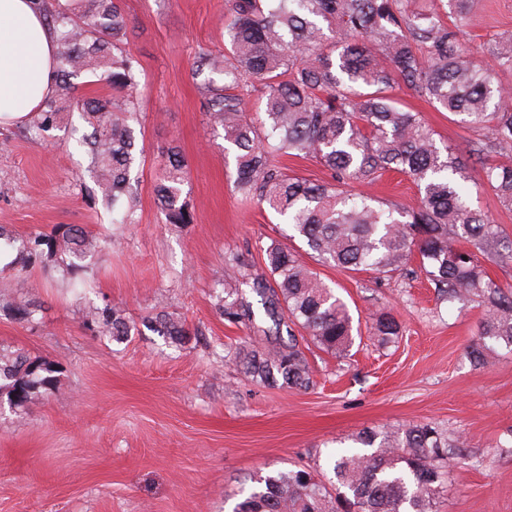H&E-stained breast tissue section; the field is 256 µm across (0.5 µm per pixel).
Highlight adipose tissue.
Segmentation results:
<instances>
[{
  "mask_svg": "<svg viewBox=\"0 0 512 512\" xmlns=\"http://www.w3.org/2000/svg\"><path fill=\"white\" fill-rule=\"evenodd\" d=\"M57 52L35 0H0V123L25 120L51 95Z\"/></svg>",
  "mask_w": 512,
  "mask_h": 512,
  "instance_id": "1",
  "label": "adipose tissue"
}]
</instances>
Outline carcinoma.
<instances>
[{"mask_svg": "<svg viewBox=\"0 0 512 512\" xmlns=\"http://www.w3.org/2000/svg\"><path fill=\"white\" fill-rule=\"evenodd\" d=\"M58 43L53 96L27 125L38 137L58 127L65 109L82 111L90 132L80 146L89 159L97 195L117 224L136 223L137 191L132 170L140 149L134 94L138 75L121 44L128 19L115 0H40ZM474 0H447L448 11L418 0H227L226 52L199 56L198 68L224 76L204 84V106L224 132L232 153L237 192L286 218L288 237L304 241L318 261L344 271L401 273L416 259L421 271L450 303L475 301L483 319L467 350L479 367L495 345L512 349V290L489 275L482 257L512 260V241L470 201V165L440 146L416 112L398 106L393 88L403 84L449 115L485 129L473 149L480 158L512 155V106L503 103L498 71L512 70V34L489 44L488 65L471 56L458 25L470 18ZM334 42L326 43L327 33ZM92 74L119 99L80 98L75 80ZM249 85L261 91V112L251 119L231 93ZM316 159L328 180L309 182L284 172L279 157ZM396 170L416 185L419 202L383 207L373 197L352 194L353 184L371 185ZM185 162L168 149L156 192L167 224H191L182 199ZM484 182L501 205L512 209V165L483 168ZM112 244L102 232L62 224L23 237L0 225V251H16L20 270L39 267L59 288L93 289L95 259ZM266 271L243 273L229 288L214 289L215 306L228 321L245 327L270 322L266 343L227 352L251 381L307 389L312 371L302 343L345 358L355 342L346 303L320 275L287 247L265 249ZM19 294L8 306L21 323H32L44 301L30 281L16 275ZM258 297L259 309L250 296ZM120 306L92 304L86 330L118 344L138 330ZM146 329L183 346L197 332L165 308L143 317ZM300 328L304 335H295ZM402 324L389 310L377 313L372 336L397 342ZM56 366L23 351L0 348V408L25 414L57 381ZM353 441L363 452L330 461L332 493L314 472L300 467L261 476L233 512H432L448 461L465 447L430 423L392 430H366Z\"/></svg>", "mask_w": 512, "mask_h": 512, "instance_id": "obj_1", "label": "carcinoma"}]
</instances>
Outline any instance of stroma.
Instances as JSON below:
<instances>
[{"label": "stroma", "mask_w": 512, "mask_h": 512, "mask_svg": "<svg viewBox=\"0 0 512 512\" xmlns=\"http://www.w3.org/2000/svg\"><path fill=\"white\" fill-rule=\"evenodd\" d=\"M121 8L129 21L123 49L140 80L136 223H113L93 202V175L68 132L83 127L78 113L34 139L23 125H0V225L19 235L59 224L112 235L97 259L95 294L43 282L35 323L3 312L15 290L11 272L0 273V347L59 370L56 388L27 415L0 410V512H233L260 475L294 464L326 473L352 435L425 422L466 442L434 512H512V349L498 347L490 365L473 367L466 349L481 307L448 305L417 265L390 278L317 266L359 319L362 340L344 359L310 346L309 389L257 385L225 361V348L263 339L215 307L214 288L231 275L226 256L255 270L278 241L305 264L315 260L302 241L286 239L281 217L235 192L223 131L205 112L196 61L224 52L225 0H121ZM505 33L512 0H478L462 27L482 60ZM393 95L459 155L485 136L407 87ZM173 146L187 165L190 224L165 223L156 195ZM105 298L137 320L164 305L200 336L182 347L146 329L122 344L107 341L82 326L89 303ZM385 308L403 334L383 348L370 327Z\"/></svg>", "instance_id": "35a3bbf8"}]
</instances>
